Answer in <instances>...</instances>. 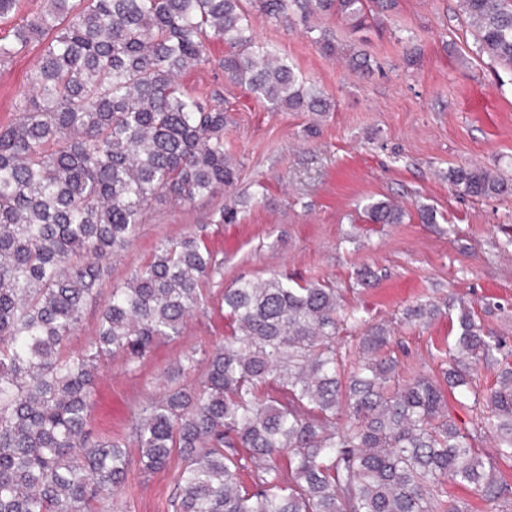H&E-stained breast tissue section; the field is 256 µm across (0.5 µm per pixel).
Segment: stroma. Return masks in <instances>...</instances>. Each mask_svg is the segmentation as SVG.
<instances>
[{
  "label": "stroma",
  "instance_id": "1",
  "mask_svg": "<svg viewBox=\"0 0 512 512\" xmlns=\"http://www.w3.org/2000/svg\"><path fill=\"white\" fill-rule=\"evenodd\" d=\"M249 19L256 39L276 45L334 108L322 115L271 111L225 78L217 66L224 44L217 39L209 42V63L182 74L185 89L223 95L224 148L238 179L190 204L157 200L127 249L108 261L100 294L108 296L145 265L157 239L189 232L223 253L224 276L210 281L180 336L159 340L136 368L119 355L102 361L91 409L100 436L127 434L130 407L162 395L168 370L184 354L201 359L223 343L229 322L220 301L241 277L278 273L333 285L362 319L338 336L342 353L354 357L366 325H388L404 379L439 374V350L452 334L444 316L404 323V309L420 299L440 301L453 292L471 301L512 350V247L506 245L512 193L472 198L448 180L449 168L471 163L512 177V69L476 55L458 0H397L357 32L318 15L288 25L253 8ZM314 27L365 50L376 63L373 74L358 77L343 59L322 54L312 41ZM407 37L418 49L412 62L402 45ZM42 50L35 42L0 63V124L16 118ZM379 199L399 202L403 223H369L360 208ZM225 205L236 206V223H215V211ZM421 205L436 209V223L419 222ZM179 466L175 460L157 473L131 469L103 495L99 512H177Z\"/></svg>",
  "mask_w": 512,
  "mask_h": 512
}]
</instances>
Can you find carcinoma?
<instances>
[{
	"mask_svg": "<svg viewBox=\"0 0 512 512\" xmlns=\"http://www.w3.org/2000/svg\"><path fill=\"white\" fill-rule=\"evenodd\" d=\"M395 2L255 0L277 22L332 15L353 31ZM460 10L477 56L511 67L512 0H460ZM212 38L227 46L225 78L272 109L331 110L274 45L255 40L242 0H45L0 41V62L45 42L19 117L0 126V512H96L128 474L131 446L145 473L179 456L180 512H469L448 499L449 481L506 512L512 488L473 443L488 434L512 458V367L474 392L479 364L496 360L501 343L453 294L403 312L416 325L446 311L454 336L441 377L402 379L383 324L365 329L345 364L336 337L360 317L336 289L239 278L224 290V345L202 361L184 355L164 395L133 406L128 437L91 435L101 361L137 363L158 339L180 335L205 284L223 275L224 259L197 236L162 237L148 264L112 288L96 336L70 347L102 261L125 250L152 201L191 203L237 180L224 100L178 82L209 61ZM313 41L340 53L325 30ZM345 61L372 70L362 50ZM448 181L476 198L512 192L508 177L480 165L453 168ZM364 212L374 224L403 223L388 201ZM198 370L197 384L180 383ZM447 389L484 402L488 415L460 427Z\"/></svg>",
	"mask_w": 512,
	"mask_h": 512,
	"instance_id": "cac0c4a2",
	"label": "carcinoma"
}]
</instances>
